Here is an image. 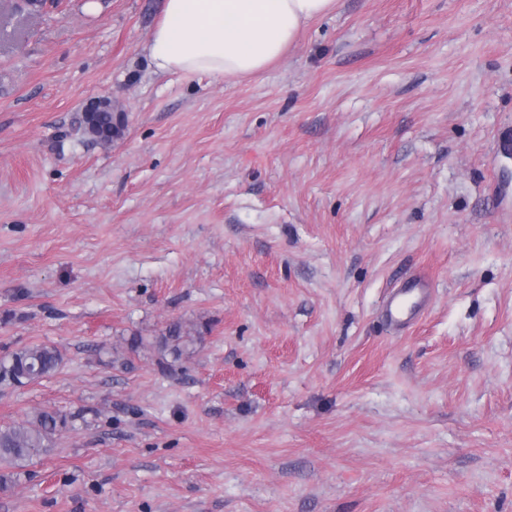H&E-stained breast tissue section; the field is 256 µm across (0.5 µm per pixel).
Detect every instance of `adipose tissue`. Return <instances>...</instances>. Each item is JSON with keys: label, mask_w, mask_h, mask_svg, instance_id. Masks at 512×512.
Masks as SVG:
<instances>
[{"label": "adipose tissue", "mask_w": 512, "mask_h": 512, "mask_svg": "<svg viewBox=\"0 0 512 512\" xmlns=\"http://www.w3.org/2000/svg\"><path fill=\"white\" fill-rule=\"evenodd\" d=\"M334 0H165L147 44L159 73L241 79L280 59Z\"/></svg>", "instance_id": "ef3b65f1"}]
</instances>
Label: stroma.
<instances>
[{
  "instance_id": "obj_1",
  "label": "stroma",
  "mask_w": 512,
  "mask_h": 512,
  "mask_svg": "<svg viewBox=\"0 0 512 512\" xmlns=\"http://www.w3.org/2000/svg\"><path fill=\"white\" fill-rule=\"evenodd\" d=\"M163 4L0 0V356L64 355L0 424L72 418L0 512H512V0H335L240 80L155 73ZM97 106L109 109L110 112H97ZM87 112H96L94 117V135L96 140L103 138L111 141L112 138L119 133L121 127L116 125L115 117L112 114V112H114V107L112 106L111 99H102L97 101L96 104ZM428 297L429 286L423 277L413 278L393 288L385 306L387 320L395 326L411 321ZM408 299L412 300L410 305L407 304ZM200 336H195L191 329H185L181 324H173L161 337L160 344L174 359L178 360L183 355L191 354Z\"/></svg>"
}]
</instances>
